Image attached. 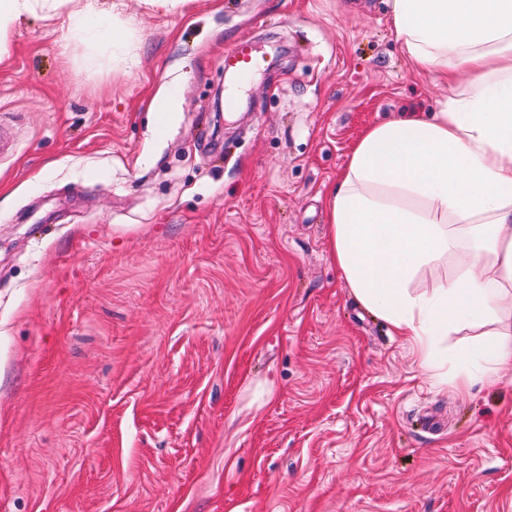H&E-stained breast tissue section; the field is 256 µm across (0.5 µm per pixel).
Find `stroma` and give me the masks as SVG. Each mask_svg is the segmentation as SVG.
<instances>
[{"label": "stroma", "mask_w": 512, "mask_h": 512, "mask_svg": "<svg viewBox=\"0 0 512 512\" xmlns=\"http://www.w3.org/2000/svg\"><path fill=\"white\" fill-rule=\"evenodd\" d=\"M123 15L135 63L37 14L0 59V512H512V375L430 386L325 237L361 134L457 85L389 0ZM257 51L249 40H240L224 54V69L237 75L248 74L257 59Z\"/></svg>", "instance_id": "obj_1"}]
</instances>
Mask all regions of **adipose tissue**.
<instances>
[{
	"instance_id": "ef3b65f1",
	"label": "adipose tissue",
	"mask_w": 512,
	"mask_h": 512,
	"mask_svg": "<svg viewBox=\"0 0 512 512\" xmlns=\"http://www.w3.org/2000/svg\"><path fill=\"white\" fill-rule=\"evenodd\" d=\"M123 0H0V56L27 14L124 58ZM396 39L427 71L468 81L433 112L368 128L327 196L332 261L357 301L410 343L426 381L469 390L512 367V0H390ZM451 271L431 285L420 275ZM501 322L448 360L443 336Z\"/></svg>"
}]
</instances>
